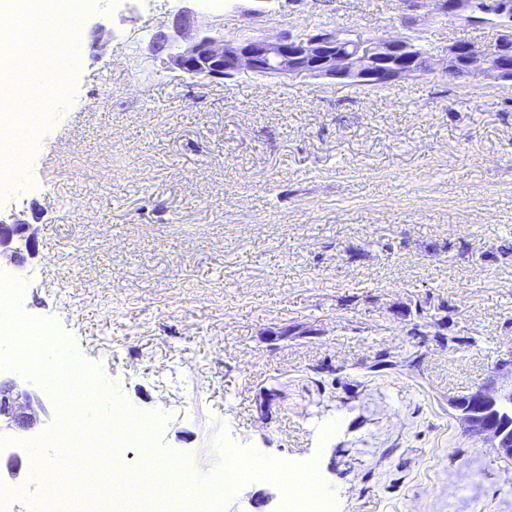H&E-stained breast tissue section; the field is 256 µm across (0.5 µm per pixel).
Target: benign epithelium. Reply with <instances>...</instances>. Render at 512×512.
I'll use <instances>...</instances> for the list:
<instances>
[{
  "mask_svg": "<svg viewBox=\"0 0 512 512\" xmlns=\"http://www.w3.org/2000/svg\"><path fill=\"white\" fill-rule=\"evenodd\" d=\"M451 17L479 23L489 12L500 18L497 47L482 49L457 41L448 47L443 73L512 84V0H437ZM176 36L157 33L150 49L170 70L199 81L234 79L242 74L272 78L347 80L361 85L391 84L432 71L430 57L416 56L413 39H348L338 30L318 28L303 38L290 34L226 40L219 28L184 6L172 23ZM30 225L0 212V256L18 262L35 253ZM34 395L12 380H0V431L28 430L37 422ZM471 436L490 443L497 455L512 458V387L479 391L454 405Z\"/></svg>",
  "mask_w": 512,
  "mask_h": 512,
  "instance_id": "7a95c632",
  "label": "benign epithelium"
}]
</instances>
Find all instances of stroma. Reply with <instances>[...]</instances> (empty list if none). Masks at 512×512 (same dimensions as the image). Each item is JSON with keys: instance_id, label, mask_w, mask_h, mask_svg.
Segmentation results:
<instances>
[{"instance_id": "stroma-1", "label": "stroma", "mask_w": 512, "mask_h": 512, "mask_svg": "<svg viewBox=\"0 0 512 512\" xmlns=\"http://www.w3.org/2000/svg\"><path fill=\"white\" fill-rule=\"evenodd\" d=\"M180 0H89L64 94L0 186L37 255L0 260L25 317L106 372L198 483L217 440L313 465L335 512H512V459L455 401L512 383V87L434 71L371 88L203 83L149 50ZM224 37L499 29L401 0H196ZM108 95L105 111L91 104ZM435 320L430 335L410 328ZM251 481L221 512H281Z\"/></svg>"}]
</instances>
